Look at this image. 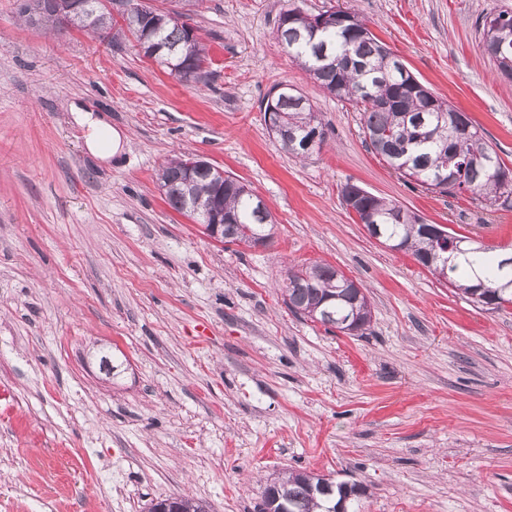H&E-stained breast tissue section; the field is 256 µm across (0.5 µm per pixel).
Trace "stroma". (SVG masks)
<instances>
[{
  "label": "stroma",
  "mask_w": 512,
  "mask_h": 512,
  "mask_svg": "<svg viewBox=\"0 0 512 512\" xmlns=\"http://www.w3.org/2000/svg\"><path fill=\"white\" fill-rule=\"evenodd\" d=\"M24 2L0 0V512H147L177 493L260 512L286 471L363 484L362 512H512V306L478 309L384 248L341 190L493 246H512V206L400 176L276 34L289 8L356 13L512 169V88L479 28L512 0H147L186 13L208 53L197 83L133 37L31 24ZM276 85L323 123L306 159L268 133ZM76 106L129 148L89 154ZM182 155L266 203V246L216 242L167 204L157 173ZM317 263L365 288L364 335L288 310L289 267ZM104 355L125 363L114 380Z\"/></svg>",
  "instance_id": "35a3bbf8"
}]
</instances>
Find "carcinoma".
Listing matches in <instances>:
<instances>
[{
  "mask_svg": "<svg viewBox=\"0 0 512 512\" xmlns=\"http://www.w3.org/2000/svg\"><path fill=\"white\" fill-rule=\"evenodd\" d=\"M25 12L53 28L64 27L58 0H29ZM338 14L336 21L314 33L301 11L288 9L280 15L277 38L311 79L360 112L364 139L373 151L401 176L430 192H469L492 203L512 196L492 172L505 164L471 118L433 94L413 91L409 87L413 75L366 24L353 12L340 9ZM87 24L103 28L113 38L128 33L153 43L156 60L182 80L197 78L205 59L203 45L190 38L185 23L153 8L123 18L120 25L99 13L93 2L73 22L77 27ZM267 101L273 102L282 123L274 139L283 151L304 159L308 156L301 146L304 139L317 133L319 143H324L322 122L300 91L273 88ZM159 181L172 209L200 221L214 199H224L225 242H241L250 234L271 238L273 218L263 200L231 174L219 182L209 162L198 161L189 171L166 165ZM341 194L346 203L355 200L360 218L373 226L374 233L401 245L473 303L487 306L485 295L496 291L500 279L501 247H480L449 232L443 244L447 252L431 260L428 224L419 215L355 184H346ZM283 295L289 310L329 329L350 325L356 335L371 323L356 316L355 297L343 276L328 264L289 269ZM342 491L341 482L290 472L266 485L261 512H268L273 492L288 512H334Z\"/></svg>",
  "mask_w": 512,
  "mask_h": 512,
  "instance_id": "obj_1",
  "label": "carcinoma"
}]
</instances>
